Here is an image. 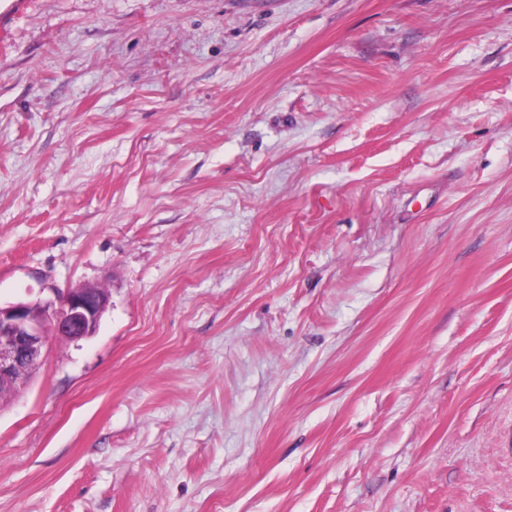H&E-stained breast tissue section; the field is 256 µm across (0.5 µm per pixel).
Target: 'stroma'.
<instances>
[{
  "label": "stroma",
  "instance_id": "obj_1",
  "mask_svg": "<svg viewBox=\"0 0 512 512\" xmlns=\"http://www.w3.org/2000/svg\"><path fill=\"white\" fill-rule=\"evenodd\" d=\"M0 512H512V0H0ZM54 299L0 303V396L15 397L29 384L56 337L93 336L109 302L101 288L80 285Z\"/></svg>",
  "mask_w": 512,
  "mask_h": 512
}]
</instances>
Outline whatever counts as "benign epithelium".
Masks as SVG:
<instances>
[{
	"instance_id": "obj_1",
	"label": "benign epithelium",
	"mask_w": 512,
	"mask_h": 512,
	"mask_svg": "<svg viewBox=\"0 0 512 512\" xmlns=\"http://www.w3.org/2000/svg\"><path fill=\"white\" fill-rule=\"evenodd\" d=\"M54 298L0 305V396L24 391L56 337L96 333L109 302L101 288L80 285Z\"/></svg>"
}]
</instances>
